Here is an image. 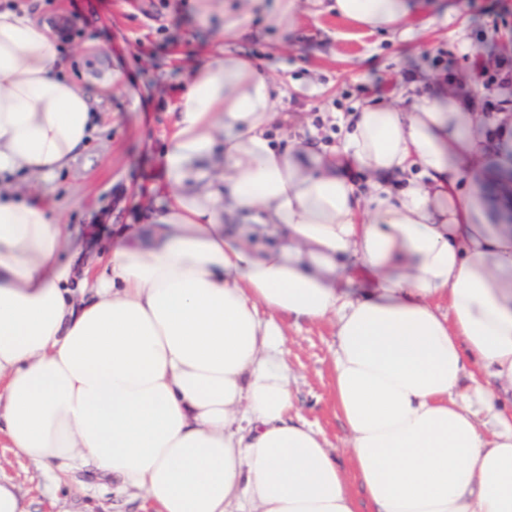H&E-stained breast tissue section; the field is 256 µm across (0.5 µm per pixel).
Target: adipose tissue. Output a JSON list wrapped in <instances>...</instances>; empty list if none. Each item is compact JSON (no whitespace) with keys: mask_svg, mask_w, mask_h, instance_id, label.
<instances>
[{"mask_svg":"<svg viewBox=\"0 0 512 512\" xmlns=\"http://www.w3.org/2000/svg\"><path fill=\"white\" fill-rule=\"evenodd\" d=\"M440 0H334L369 33ZM296 22L295 0L224 8ZM284 91L246 55L194 69L163 155L167 198L96 267L12 189L96 128L89 93L28 9L0 8V435L86 464L156 512H512V226L480 172L512 169V120L464 94L372 96L340 148L271 135ZM333 321L336 412L359 488L291 420L284 319Z\"/></svg>","mask_w":512,"mask_h":512,"instance_id":"obj_1","label":"adipose tissue"}]
</instances>
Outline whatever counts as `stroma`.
Segmentation results:
<instances>
[{
  "label": "stroma",
  "instance_id": "35a3bbf8",
  "mask_svg": "<svg viewBox=\"0 0 512 512\" xmlns=\"http://www.w3.org/2000/svg\"><path fill=\"white\" fill-rule=\"evenodd\" d=\"M33 6L36 19L52 25L68 13L55 40L68 74L97 100L98 126L75 163L53 178L19 175L14 186L37 196L79 233L80 249L63 261L92 263L106 250L118 225L144 224L164 188L161 152L173 130V112L192 69L216 48L252 55L286 87L274 125L282 140L316 137L326 148L341 140L336 113L379 93L398 96L413 78L440 81L467 92L481 119H512V104L496 108L500 88L476 81L473 58L485 76L512 59V0H444L423 10L400 30L354 31L337 18L329 0H298L297 24L279 31L247 19L251 34L225 38L218 17L203 20L197 0H9ZM294 416L321 431L341 465H348L345 427L336 415L330 373L335 344L331 323L286 325ZM0 477L12 480L30 512H153L141 495L119 490L93 468L51 473L0 447Z\"/></svg>",
  "mask_w": 512,
  "mask_h": 512
}]
</instances>
